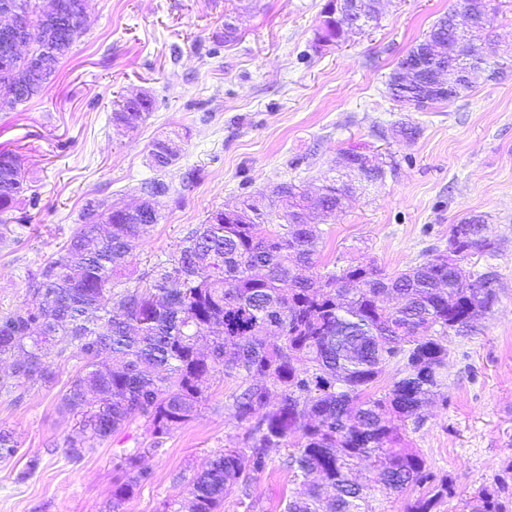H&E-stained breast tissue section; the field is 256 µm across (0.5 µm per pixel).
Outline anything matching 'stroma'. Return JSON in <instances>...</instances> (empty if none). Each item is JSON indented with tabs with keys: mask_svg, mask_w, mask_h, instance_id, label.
Listing matches in <instances>:
<instances>
[{
	"mask_svg": "<svg viewBox=\"0 0 512 512\" xmlns=\"http://www.w3.org/2000/svg\"><path fill=\"white\" fill-rule=\"evenodd\" d=\"M328 0H90L85 31L40 95L0 112V149L24 159L34 202L27 227L0 244V312L22 306L28 271L66 246L91 198L128 204L152 177L154 139L182 133L183 152L165 175L174 198L134 252L133 277L174 254L188 229L227 204L270 195L283 182L313 192L342 150L374 155L393 171L356 191L321 222L323 261L337 271L371 263L394 274L445 249L458 219L486 216L493 254L468 268L495 272L499 298L469 327L448 335V373L421 424L398 426L400 447L418 450L435 481L473 496L512 458V69L477 75L467 97L421 111L387 93V77L454 0H383L376 22L341 41L317 43ZM489 58L512 48V0H491ZM236 41L217 43L225 20ZM156 105L137 129L116 130L114 101L133 92ZM418 128L416 139L392 126ZM201 170L182 186L181 173ZM50 382L0 391V427L18 451L0 459V512H107L121 457L139 453L150 477L122 512H164L224 449L242 445L248 423L229 405L237 388L215 381L200 414L162 444L134 420L81 458L66 445L76 416L61 408L77 357L49 353ZM271 448L263 469L246 467V492L223 512H281L298 484ZM36 469H29L30 460Z\"/></svg>",
	"mask_w": 512,
	"mask_h": 512,
	"instance_id": "35a3bbf8",
	"label": "stroma"
}]
</instances>
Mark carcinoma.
Returning a JSON list of instances; mask_svg holds the SVG:
<instances>
[{
	"label": "carcinoma",
	"instance_id": "carcinoma-1",
	"mask_svg": "<svg viewBox=\"0 0 512 512\" xmlns=\"http://www.w3.org/2000/svg\"><path fill=\"white\" fill-rule=\"evenodd\" d=\"M33 18L26 40L48 47L22 64L0 47V110L39 95L73 43L84 32L88 0H58L56 15L43 19L37 0H22ZM458 7L440 17L399 61L429 52L426 71L451 65L448 39ZM343 20L324 18L317 41L336 39ZM392 100L418 110L466 95L422 105L419 84L394 87ZM150 97L132 112L114 102L116 128L136 129L154 110ZM181 136L157 138L148 153L158 176L140 183L147 198L167 197L172 186L161 174L180 158ZM349 180L327 178L316 208L328 218L358 183L384 178L382 167L344 166ZM30 189L20 157L0 150V241L7 242L29 217L18 204ZM307 197L283 183L280 199L242 203L240 213L207 215L190 229L178 251L157 261L145 284L122 286L133 251L161 219L156 206L111 209L89 199L64 249L28 272L25 307L0 314V359L10 360L0 388L48 380L45 358L72 353L81 361L63 397L64 407L85 415L89 438L67 442L80 458L88 441L104 440L142 418L155 444L191 421L208 400L214 378L240 381L234 417L256 419L248 432L253 468L265 466L270 448L293 447L286 467L302 490L283 512H375L367 497L376 483L402 494L433 476L419 452L393 447L395 422H419L422 407L444 386L448 333L468 326L472 307L489 311L497 291L476 274L434 263L437 256L397 274L371 263L305 276L317 268L323 248L317 224H303ZM108 225L101 231L99 222ZM461 261L494 250L487 223L453 224ZM363 288H345L348 282ZM396 365L387 391L372 392L383 368ZM14 435L0 429V459L13 457ZM123 480L112 491V512H121L149 472L140 457H121ZM244 452L226 448L191 483L186 512H218L240 484ZM454 496L448 482L408 502L405 512H436ZM453 512H512L504 478L462 499Z\"/></svg>",
	"mask_w": 512,
	"mask_h": 512
}]
</instances>
